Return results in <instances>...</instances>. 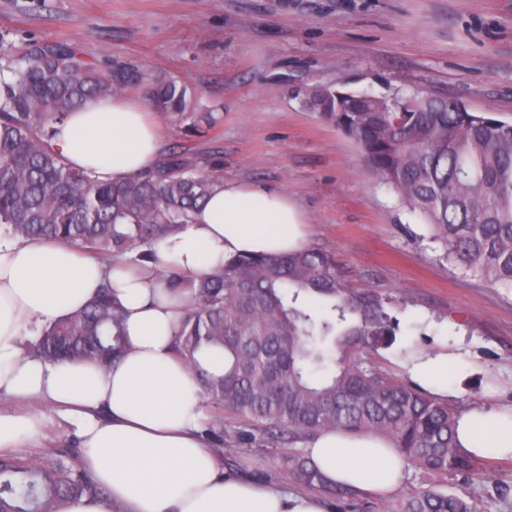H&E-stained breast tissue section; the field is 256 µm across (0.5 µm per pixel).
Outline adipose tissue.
Listing matches in <instances>:
<instances>
[{
    "mask_svg": "<svg viewBox=\"0 0 512 512\" xmlns=\"http://www.w3.org/2000/svg\"><path fill=\"white\" fill-rule=\"evenodd\" d=\"M65 162L100 181L123 182L161 157L159 125L137 99H87L54 127ZM310 226L282 189L218 183L185 228L156 241L145 266L106 263L69 245L0 234V398L33 399L76 426L80 464L107 491L66 501L61 512H330L320 495L231 475L204 441L208 399L198 369L220 376L224 351L177 354L184 303L165 283L169 269L202 276L237 255L307 247ZM124 309L123 349L110 367L49 364L28 352L42 330L86 307L103 285ZM405 381L437 400L449 378L473 366L447 344H405ZM43 412L0 410V453L35 447ZM455 444L472 459H512V404L482 402L455 416ZM305 455L331 482L370 496L392 494L408 461L370 433L322 430Z\"/></svg>",
    "mask_w": 512,
    "mask_h": 512,
    "instance_id": "obj_1",
    "label": "adipose tissue"
}]
</instances>
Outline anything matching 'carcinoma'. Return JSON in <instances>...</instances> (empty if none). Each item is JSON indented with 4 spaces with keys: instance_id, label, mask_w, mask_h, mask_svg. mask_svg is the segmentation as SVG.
<instances>
[{
    "instance_id": "1",
    "label": "carcinoma",
    "mask_w": 512,
    "mask_h": 512,
    "mask_svg": "<svg viewBox=\"0 0 512 512\" xmlns=\"http://www.w3.org/2000/svg\"><path fill=\"white\" fill-rule=\"evenodd\" d=\"M145 74L125 64L102 71L70 44H0V224L16 237L57 240L101 261L175 232L218 182L184 152L119 184L69 167L52 148L55 124L88 97L133 90ZM150 106L176 118L191 109L187 88L153 81ZM305 105L353 138L372 174L418 213L442 258L483 281L512 289V123L456 100L399 92L372 95L314 88ZM187 298L179 351L224 348V377L204 379L214 424L227 412L280 440L324 429L372 432L421 469L466 472L448 403L387 376L366 357L396 341L393 301L346 286L332 256L316 248L238 255L209 275L168 277ZM121 313L111 288L43 330L30 345L45 362L102 365L120 352ZM335 371L321 377L325 353ZM74 448L0 456V512H60L79 496L103 494ZM305 488L332 498L338 512H378L352 488L332 484L300 452L281 456ZM388 512H480L475 500L426 490L392 498Z\"/></svg>"
}]
</instances>
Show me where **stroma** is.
Here are the masks:
<instances>
[{
	"instance_id": "35a3bbf8",
	"label": "stroma",
	"mask_w": 512,
	"mask_h": 512,
	"mask_svg": "<svg viewBox=\"0 0 512 512\" xmlns=\"http://www.w3.org/2000/svg\"><path fill=\"white\" fill-rule=\"evenodd\" d=\"M28 40L185 84L196 111L159 116L163 148L221 179L287 191L348 286L394 299L398 340L433 348L455 336L474 370L449 380L453 411L490 395L512 402V291L440 260L422 217L375 180L357 143L302 104L313 87L399 91L510 122L512 0H0V41ZM216 433L231 473L294 486L262 433L229 415ZM474 467L439 477L412 466L402 489L512 512V459Z\"/></svg>"
}]
</instances>
